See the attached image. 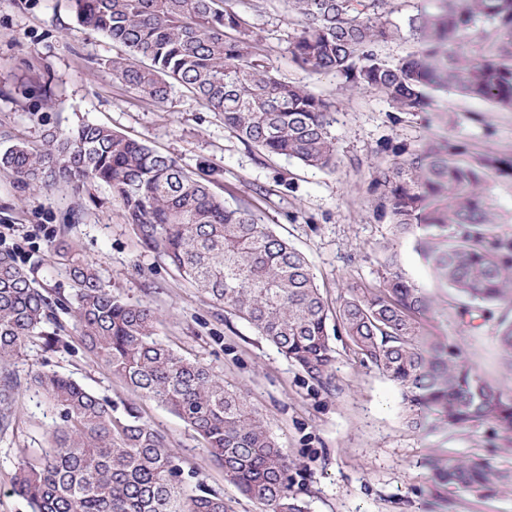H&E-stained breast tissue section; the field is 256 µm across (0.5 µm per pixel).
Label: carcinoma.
<instances>
[{
    "mask_svg": "<svg viewBox=\"0 0 512 512\" xmlns=\"http://www.w3.org/2000/svg\"><path fill=\"white\" fill-rule=\"evenodd\" d=\"M72 0L78 22L125 48L113 75L156 103L181 86L224 119L247 144L305 167L337 164L329 104L306 86L277 78L249 16L268 0ZM300 30L293 61L312 74L345 77L352 90L383 96L399 112L422 109L425 89L512 111V0H441L434 13L408 18L422 42L419 54L385 61L375 48L400 38L390 20L395 0H288ZM493 23L474 30L476 21ZM475 40L489 53L466 58ZM451 142L421 155L396 158L373 172L377 211L398 234L420 225L452 242L429 249L435 276L471 301L497 303L512 292V240L495 232L479 185L482 172L503 174L512 163L484 157L463 165ZM0 167L26 186L80 187L105 183L119 198L136 237L166 259L210 300L248 322L309 378L332 379L335 350L328 321L336 318L353 350L395 382L410 409L427 408L450 427L492 420L512 431V397L485 379L444 342L421 333L419 315L430 299L397 269L384 246L386 273L376 287L352 286L330 310L305 255L248 207H228L211 180L112 129L84 123L38 147L18 142L0 154ZM53 254L68 262V299L33 285L26 269L0 250V432L11 426L18 377L6 366L29 344L58 342L57 310L70 314L97 359L142 396L179 416L240 492L263 512H304L290 493L288 454L268 433L243 394L198 361L163 344L148 305L122 301L91 264L72 257L60 240ZM512 362V321L498 336ZM29 384L60 412L52 451L25 461L14 491L32 512H226L224 496L199 488L184 494L180 470L165 438L131 407L117 412L76 380L35 370ZM436 478L480 489L494 474L483 465L450 459L432 464Z\"/></svg>",
    "mask_w": 512,
    "mask_h": 512,
    "instance_id": "1",
    "label": "carcinoma"
}]
</instances>
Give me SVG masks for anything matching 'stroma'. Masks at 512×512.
I'll use <instances>...</instances> for the list:
<instances>
[{
    "mask_svg": "<svg viewBox=\"0 0 512 512\" xmlns=\"http://www.w3.org/2000/svg\"><path fill=\"white\" fill-rule=\"evenodd\" d=\"M252 23L276 75L330 103L335 170L309 168L242 142L182 89L163 104L130 89L112 75L122 47L80 26L71 0H0V151L17 142L40 145L49 134L87 122L144 142L186 171L208 175L226 205H249L288 238L307 256L332 307L348 286L379 284L384 247L394 243L399 270L433 301L422 321L424 335L455 346L492 383L512 391V368L497 340L501 321L512 320V301L470 302L440 282L424 252L439 244L436 231L394 238L389 219L376 213L371 187L374 168L395 153L447 140L462 145L456 157L462 164L483 155L512 158V112L452 90L433 93L423 111H396L377 94L350 91L340 76L312 74L293 62L289 43L298 25L286 0H268ZM480 191L496 232L512 238V175L485 170ZM61 239L95 265L114 294L156 311L164 344L244 394L286 449L291 491L306 512H512V432L487 420L451 427L428 410L410 412L398 385L354 353L341 333L331 336L332 382L318 385L250 324L141 248L106 185L38 190L0 169V250L14 251L26 266L40 260L37 287L66 294L70 281L51 252ZM60 320L54 349L29 345L11 366L22 384L13 428L0 435V512H31L14 494L13 477L20 463L48 451L60 423L57 410L26 382L38 369L70 375L113 404L136 406L166 438L186 493L202 485L223 494L227 512H262L191 427L113 375L82 343L71 316ZM451 458L489 466L492 484L480 490L440 484L431 464Z\"/></svg>",
    "mask_w": 512,
    "mask_h": 512,
    "instance_id": "1",
    "label": "stroma"
}]
</instances>
